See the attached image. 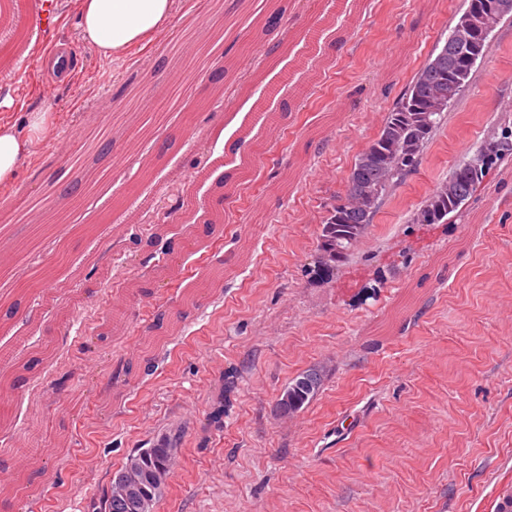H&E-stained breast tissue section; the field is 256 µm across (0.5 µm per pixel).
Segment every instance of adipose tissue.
Listing matches in <instances>:
<instances>
[{
	"label": "adipose tissue",
	"mask_w": 512,
	"mask_h": 512,
	"mask_svg": "<svg viewBox=\"0 0 512 512\" xmlns=\"http://www.w3.org/2000/svg\"><path fill=\"white\" fill-rule=\"evenodd\" d=\"M79 37L98 59L164 37L179 11V0H74ZM52 102L32 110L27 132L0 123V184H12L23 164L33 157L50 125Z\"/></svg>",
	"instance_id": "adipose-tissue-1"
}]
</instances>
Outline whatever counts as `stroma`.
Masks as SVG:
<instances>
[{
    "instance_id": "35a3bbf8",
    "label": "stroma",
    "mask_w": 512,
    "mask_h": 512,
    "mask_svg": "<svg viewBox=\"0 0 512 512\" xmlns=\"http://www.w3.org/2000/svg\"><path fill=\"white\" fill-rule=\"evenodd\" d=\"M54 2L80 74L54 75L52 126L17 181L0 184L8 512H101L127 455L173 433L176 467L154 512H496L512 493V160L448 223L408 220L512 121V19L490 34L470 89L355 258L320 279L310 270L330 204L462 0H347L341 11L336 0H285L270 30L274 0H179L168 37L112 61L78 41L72 9ZM37 3L20 0L17 31L0 36V121L23 122L43 100L13 69L24 44L44 39L30 20ZM186 31L224 37L183 73ZM178 72L164 121L129 143L141 120L128 99ZM215 83L223 96L197 109ZM262 97L274 112L292 106L288 121L255 127ZM78 128L110 131L123 159L111 184L67 223L38 234L15 223L31 202L65 208L48 184L72 180ZM119 187L149 197L126 224L110 218ZM50 271L57 288H28ZM183 308L151 335L158 311ZM314 366L325 370L316 399L274 417L285 385ZM24 446L36 464L21 463Z\"/></svg>"
}]
</instances>
